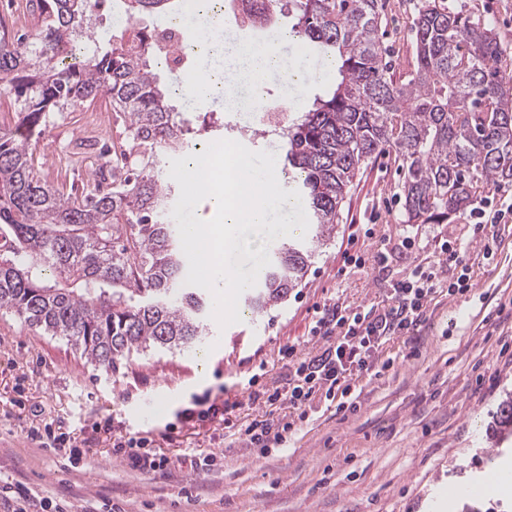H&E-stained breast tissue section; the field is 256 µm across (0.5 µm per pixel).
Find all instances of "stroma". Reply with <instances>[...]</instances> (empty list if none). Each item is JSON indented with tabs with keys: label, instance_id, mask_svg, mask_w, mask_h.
<instances>
[{
	"label": "stroma",
	"instance_id": "stroma-1",
	"mask_svg": "<svg viewBox=\"0 0 512 512\" xmlns=\"http://www.w3.org/2000/svg\"><path fill=\"white\" fill-rule=\"evenodd\" d=\"M382 2L381 40L399 77L412 60V35L395 24L394 15H414L418 0ZM442 4L491 23L512 56V0ZM198 22L207 29L206 48L191 58L188 69L156 72L171 94L201 70L223 63L227 45L253 39L220 13ZM290 23V17H279L255 39L272 46L282 69L304 62L310 74L304 87L287 86L277 75L263 87L266 97L294 112L324 94L334 77L318 51L281 38ZM254 97L251 85L230 71L207 97L172 94L170 102L189 121L202 114L211 121L199 144L234 140L283 157L279 136L257 133ZM84 125V113L54 112L33 139L47 181L87 179L88 166L61 173L54 162L59 145L80 137ZM403 180L393 156L364 167L341 207L334 238L318 248L287 301L224 328L209 321L200 352H152L106 370L80 359L66 340L0 310V486L20 485L53 501H70L76 512L107 503L121 512H434L432 501L451 485H477L512 453V435L496 441L486 434L501 401L512 394V311L506 308L512 301V223L501 230L493 256H485L482 244H472L463 260L469 291L436 294L416 341L397 337L379 348L378 361L392 366L357 380L361 395L355 412L337 414L318 396L301 421L287 400L268 404L249 398L250 377H257L261 388L285 386L284 349L295 347L302 358L319 353L321 344L310 334L316 306L330 300L353 307L381 302L391 281L431 255L433 240L470 237L468 215L452 224L406 223ZM412 235L420 237L421 247L403 248ZM382 241L391 251L386 267L346 269L350 255L372 254ZM204 395L236 402L228 421L177 423V412ZM35 403L45 406L42 416L30 414ZM265 413L292 428L285 445L261 456L244 447L235 431ZM107 418L111 432L98 434L75 467L24 434L26 427L53 428L60 422L74 432L88 430ZM129 433L153 438L155 452L173 460L171 470L144 474L116 457L114 438ZM187 454H210L215 462L210 470L193 473L176 465Z\"/></svg>",
	"mask_w": 512,
	"mask_h": 512
}]
</instances>
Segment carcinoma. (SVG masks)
Wrapping results in <instances>:
<instances>
[{
  "mask_svg": "<svg viewBox=\"0 0 512 512\" xmlns=\"http://www.w3.org/2000/svg\"><path fill=\"white\" fill-rule=\"evenodd\" d=\"M31 34L0 35V97L15 124L0 134V309L65 338L89 362L114 368L151 350L200 347L208 307L185 284L187 262L169 217L174 190L161 163L190 149L194 128L158 88L148 57L161 29L125 31L101 46L91 17L106 0H28ZM247 26L287 11L292 36L336 59L337 78L282 138L292 189L308 209L310 237L274 251L251 311H264L301 284L317 248L333 237L341 205L365 164L384 151L406 170L407 221L460 219L488 185L512 184V70L495 30L438 0H419L414 68L390 75L379 40V0H249ZM170 0H123L134 21ZM107 96L123 119L125 171L93 173L81 193L41 178L31 136L47 114ZM512 434V398L489 435Z\"/></svg>",
  "mask_w": 512,
  "mask_h": 512,
  "instance_id": "cac0c4a2",
  "label": "carcinoma"
}]
</instances>
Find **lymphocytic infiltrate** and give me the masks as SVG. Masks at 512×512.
Masks as SVG:
<instances>
[{
    "label": "lymphocytic infiltrate",
    "mask_w": 512,
    "mask_h": 512,
    "mask_svg": "<svg viewBox=\"0 0 512 512\" xmlns=\"http://www.w3.org/2000/svg\"><path fill=\"white\" fill-rule=\"evenodd\" d=\"M471 216L474 235L482 241L484 253H493L498 226L512 222V196L486 199L472 210ZM437 248L436 261L413 265L403 278L390 283L382 303L351 308L335 301L317 308L311 334L323 341L319 354L301 359L295 348L286 349L283 356L288 361L287 388L254 391L250 400L264 398L274 402L284 398L293 409L302 411L311 397L320 393L335 403L337 412L355 411L354 380L382 372L375 352L396 337L413 341L427 320L428 304L437 290L444 288L452 295L469 290L468 277L456 272L467 251L466 243L441 240ZM288 429V423L261 415L240 430L239 438L246 447L263 453L283 446ZM152 445L151 438L133 434L115 439L113 448L140 471L170 469V460L153 452Z\"/></svg>",
    "instance_id": "lymphocytic-infiltrate-1"
}]
</instances>
